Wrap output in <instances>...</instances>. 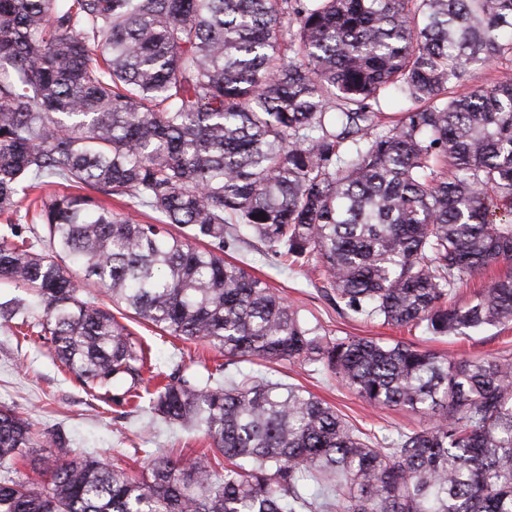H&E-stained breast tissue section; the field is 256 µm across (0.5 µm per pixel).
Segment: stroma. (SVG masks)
<instances>
[{"label": "stroma", "mask_w": 512, "mask_h": 512, "mask_svg": "<svg viewBox=\"0 0 512 512\" xmlns=\"http://www.w3.org/2000/svg\"><path fill=\"white\" fill-rule=\"evenodd\" d=\"M229 262L245 263L250 273L261 278L285 302L298 306L313 324H320L332 336L395 339L394 329L352 315L337 313L332 297L309 279L279 265L264 247L242 231L234 248L225 250ZM126 326L150 347L154 370L206 379L209 369L222 363L219 353L203 345L180 342L161 335L156 328L134 319ZM413 343L457 361L469 356L512 352V327H487L466 337L428 338L414 332ZM242 372L261 375L274 382L305 386L360 429H408L419 426L420 416L402 411L375 409L348 388L336 383L321 365L240 363ZM14 408L34 424L42 436L62 435L66 448L97 457L117 469L143 470L148 453L181 454L195 457L206 448L201 431L189 430L152 420L147 410L93 399L84 387L50 353L42 340L13 336L7 323L0 322V406Z\"/></svg>", "instance_id": "obj_1"}]
</instances>
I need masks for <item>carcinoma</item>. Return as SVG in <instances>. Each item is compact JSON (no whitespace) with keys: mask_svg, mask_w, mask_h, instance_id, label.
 I'll list each match as a JSON object with an SVG mask.
<instances>
[{"mask_svg":"<svg viewBox=\"0 0 512 512\" xmlns=\"http://www.w3.org/2000/svg\"><path fill=\"white\" fill-rule=\"evenodd\" d=\"M503 60L512 0H0V279L42 309L0 310L14 335L97 397L129 381L112 401L136 404L147 351L124 308L226 369L319 363L428 418L380 436L299 385L175 375L150 413L209 452L135 476L0 406V461L33 458L0 474V512H512L511 355L334 339L224 260L244 225L369 321L434 338L512 324V74L457 92ZM391 86L410 102L395 115Z\"/></svg>","mask_w":512,"mask_h":512,"instance_id":"obj_1","label":"carcinoma"}]
</instances>
